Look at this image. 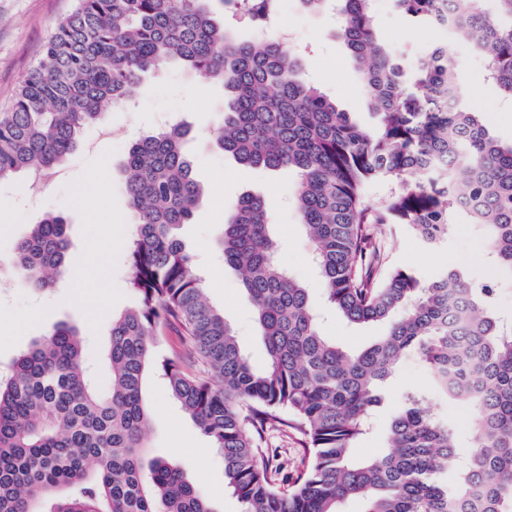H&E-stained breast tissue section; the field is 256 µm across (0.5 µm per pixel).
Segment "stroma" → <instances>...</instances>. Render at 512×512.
<instances>
[{
    "instance_id": "stroma-1",
    "label": "stroma",
    "mask_w": 512,
    "mask_h": 512,
    "mask_svg": "<svg viewBox=\"0 0 512 512\" xmlns=\"http://www.w3.org/2000/svg\"><path fill=\"white\" fill-rule=\"evenodd\" d=\"M73 7V0H0V112L6 111L16 89L40 57L42 45L57 23ZM381 39L405 60L424 57L438 45L435 31L410 30L390 0H372ZM280 25L294 32L288 50H305V67L316 85L339 107L351 112L364 128H372L375 115L356 64L337 37L338 22L332 13H308L290 0L280 15ZM457 63L456 77L463 89L462 105L489 116L491 136L501 144L512 143V103L498 94L485 78V61L476 54H462L456 43L447 46ZM146 94L137 110H109L105 121L87 132L82 143L64 161L62 177L44 189L42 202H27L26 176L0 183V280L15 277V245L44 212L60 211L69 227L70 256L78 277L41 294L27 288L0 292V316L24 317L32 310L40 316L19 330L0 333V365L25 349L31 338L50 333L62 322L77 326L84 339V356L101 366L113 314L133 305L129 285L128 250L134 215L124 193L123 167L132 138L153 131L161 114L169 113L191 126L196 139L189 148L193 173L205 196L191 223L179 235L196 255L206 280L209 302L222 308L241 348L255 367H265L267 353L254 321L251 304L237 272L224 264L216 249L219 227L232 205L245 193L264 196L278 243L280 263L309 290L314 304H321L323 287L311 261L312 244L293 206V174L245 168L211 147L209 136L217 126L216 112L224 99L221 86L203 81L178 65L162 76L144 80ZM84 190V206H71L75 190ZM446 244L426 250L395 225L379 229L383 241V270L409 266L432 277L447 263L475 278L496 284L495 311L512 319V276L498 271L488 260L477 226L456 214ZM324 332L349 350L360 349L385 335L383 323L354 327L340 318H328ZM429 376L421 361L407 357L397 377L387 387L376 408L369 433L354 448L356 457L381 454L393 415L402 407L407 389L427 386ZM143 397L152 415L148 435L149 457L181 462L187 479L210 499L215 512H243V505L224 485V463L217 449L171 399L165 380L148 372Z\"/></svg>"
}]
</instances>
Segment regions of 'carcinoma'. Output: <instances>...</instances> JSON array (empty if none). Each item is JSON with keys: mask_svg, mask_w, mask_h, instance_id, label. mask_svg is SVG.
<instances>
[{"mask_svg": "<svg viewBox=\"0 0 512 512\" xmlns=\"http://www.w3.org/2000/svg\"><path fill=\"white\" fill-rule=\"evenodd\" d=\"M214 0H76L45 40L8 111L0 113V182L51 172L107 109L141 93L144 76L180 62L224 89L214 144L240 165L296 174L293 204L313 244L328 307L350 325L384 322L387 335L355 351L322 333L308 288L277 259L265 199L242 196L218 243L237 271L268 364L254 368L178 235L204 197L175 123L135 140L125 158L134 213L128 253L133 307L112 316L100 387L67 324L35 338L0 373V512H215L182 464L146 459L150 416L142 381L156 367L180 409L222 455L227 488L243 512H512V331L494 313V285L454 267L430 279L410 267L379 274L374 228L393 224L426 248L448 239L451 214L483 230L488 257L512 273V145L465 109L444 46L398 62L377 34L372 0H334L338 37L358 65L377 117L371 130L306 78L301 55L276 36L238 38ZM261 23L274 0H241ZM412 26L468 43L487 78L512 101V0H392ZM395 185L384 204L367 187ZM21 283L41 292L69 273L68 227L46 214L16 245ZM175 324L199 370L157 352ZM429 373L388 428L386 452L364 460L365 433L402 358ZM439 397L471 408L469 446L429 411ZM298 433L303 471L279 483L266 433ZM454 486L448 487V475Z\"/></svg>", "mask_w": 512, "mask_h": 512, "instance_id": "1", "label": "carcinoma"}]
</instances>
